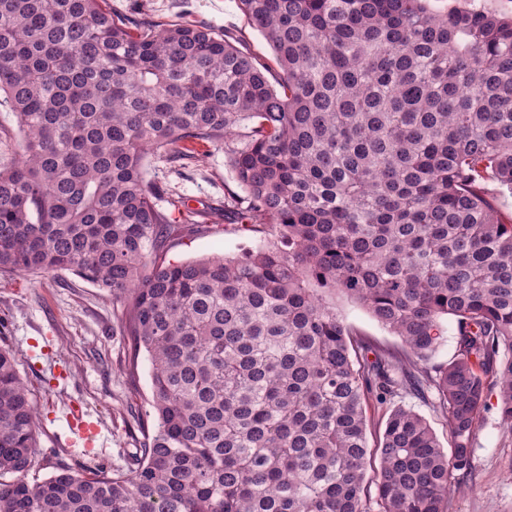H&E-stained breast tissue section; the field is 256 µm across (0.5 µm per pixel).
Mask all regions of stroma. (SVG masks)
Segmentation results:
<instances>
[{
    "label": "stroma",
    "instance_id": "obj_1",
    "mask_svg": "<svg viewBox=\"0 0 512 512\" xmlns=\"http://www.w3.org/2000/svg\"><path fill=\"white\" fill-rule=\"evenodd\" d=\"M156 22H203L237 38L242 50L259 61L272 62L273 52L241 12L237 0H149ZM146 178L187 205L214 209L203 233L185 232L167 243L168 262H185L214 253H236L260 244L259 234L241 232L222 214L226 190L236 189L223 148L186 166L170 168L155 157L146 159ZM336 311L370 345L358 351V361L375 351H397L399 337L391 334L366 309L339 296ZM124 307L98 288L68 272L45 275L0 273V345L12 349L17 368L39 409L37 442L41 450L38 478L61 467L104 465L125 467L141 447L151 397V364L146 354H134L133 339L121 329ZM73 402L83 405L112 429V446L103 453L76 455L65 447L71 432L64 412ZM475 475L449 512H512V432L501 423L496 395L481 411L473 441Z\"/></svg>",
    "mask_w": 512,
    "mask_h": 512
}]
</instances>
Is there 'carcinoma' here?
<instances>
[{"mask_svg":"<svg viewBox=\"0 0 512 512\" xmlns=\"http://www.w3.org/2000/svg\"><path fill=\"white\" fill-rule=\"evenodd\" d=\"M108 0H0V272L126 300L154 433L125 469L30 481L38 411L0 346V512H448L491 385L512 433V16L428 0H238L266 65L205 24ZM224 147L239 254L167 263L212 211L145 177ZM168 208H163L161 202ZM340 294L400 337L359 366ZM457 324V354L427 366ZM433 390L452 444L394 405ZM392 410L368 446L365 405ZM376 494H370V487ZM21 139L18 117L5 105H0V167L14 164Z\"/></svg>","mask_w":512,"mask_h":512,"instance_id":"obj_1","label":"carcinoma"}]
</instances>
